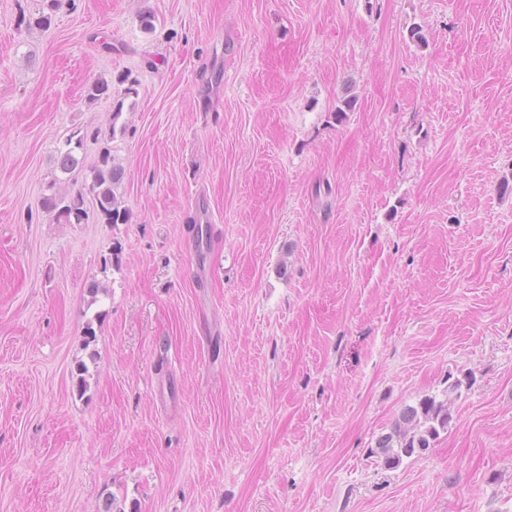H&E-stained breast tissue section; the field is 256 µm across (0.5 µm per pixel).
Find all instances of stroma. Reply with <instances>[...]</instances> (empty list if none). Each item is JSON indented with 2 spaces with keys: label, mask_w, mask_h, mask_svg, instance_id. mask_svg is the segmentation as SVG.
<instances>
[{
  "label": "stroma",
  "mask_w": 512,
  "mask_h": 512,
  "mask_svg": "<svg viewBox=\"0 0 512 512\" xmlns=\"http://www.w3.org/2000/svg\"><path fill=\"white\" fill-rule=\"evenodd\" d=\"M40 4L0 0V512H512V0ZM80 129L128 223L43 209ZM448 385L441 394L426 395L413 405H406L392 423L389 431L381 434L372 454L378 455L385 467H400L404 459L422 458L434 448L441 434L448 432L453 420V405L461 397L462 389L473 384L470 374L461 377L448 375Z\"/></svg>",
  "instance_id": "1"
}]
</instances>
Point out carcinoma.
<instances>
[{"label":"carcinoma","mask_w":512,"mask_h":512,"mask_svg":"<svg viewBox=\"0 0 512 512\" xmlns=\"http://www.w3.org/2000/svg\"><path fill=\"white\" fill-rule=\"evenodd\" d=\"M83 146V136L73 135L58 149L59 169L70 173L79 165L75 152ZM124 177L123 168L114 163L109 149L101 152L99 163L91 171L89 193L93 196L96 211L105 224H125L129 212L117 197L115 189ZM85 194L82 191L54 193L43 198V207L67 223L80 224L87 217ZM448 385L438 395H426L413 405L405 406L389 431L381 434L371 453L378 455L385 467L395 469L404 460L421 458L435 447L440 436L448 432L453 420V405L462 390L473 384L470 374L448 375Z\"/></svg>","instance_id":"1"}]
</instances>
